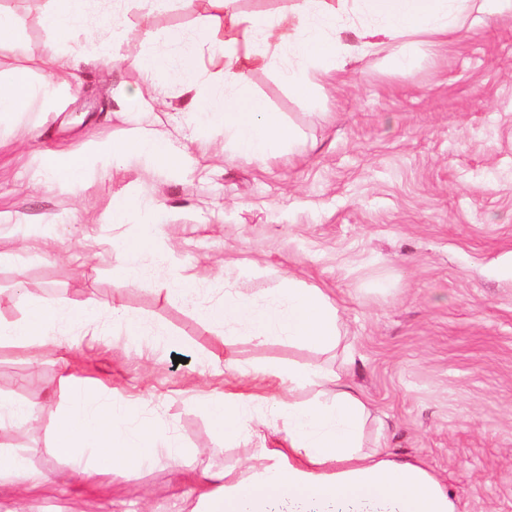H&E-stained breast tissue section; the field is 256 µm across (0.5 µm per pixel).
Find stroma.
<instances>
[{"instance_id": "1", "label": "stroma", "mask_w": 512, "mask_h": 512, "mask_svg": "<svg viewBox=\"0 0 512 512\" xmlns=\"http://www.w3.org/2000/svg\"><path fill=\"white\" fill-rule=\"evenodd\" d=\"M43 0H0L21 37L9 65L41 84L43 62L62 49L39 22ZM207 0H174L148 14L122 0V38L110 65L86 66L51 103L0 116V319L21 318L30 300L59 308L115 299L150 332L176 336L168 351L135 345L107 314L97 334L69 352L76 383L135 405L194 455L182 472L166 463L133 474L32 491L27 512L92 504L93 512H191L210 491L204 475L241 473L257 448L283 434L253 420L254 436H216L208 404L227 392H286L291 363L336 368L335 352L272 338L237 336L232 347L260 377L217 363L225 352L205 308L225 287L264 295L292 277L322 288L339 308L351 378L373 407L365 443L421 462L455 494L459 512H512V13L472 11L461 38L404 44L332 71L318 102L299 103L281 77L284 61L248 75L254 93L293 125L300 150L263 161L229 159L222 133L198 123L179 87L150 93L130 58L164 53L168 28L194 31ZM406 54L408 67L394 65ZM142 128L182 153L179 169L138 158L113 163L115 135ZM60 152L87 156L73 193L47 172ZM140 199L139 222L158 220L169 266L143 283L115 274L121 243L139 223L101 215L120 198ZM181 275L202 280L190 299ZM52 359L30 369L0 349V394L35 409L24 436L0 429L31 472L66 471L47 427L72 399Z\"/></svg>"}]
</instances>
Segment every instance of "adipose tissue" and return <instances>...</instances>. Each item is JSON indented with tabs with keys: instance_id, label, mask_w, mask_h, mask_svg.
I'll return each mask as SVG.
<instances>
[{
	"instance_id": "adipose-tissue-1",
	"label": "adipose tissue",
	"mask_w": 512,
	"mask_h": 512,
	"mask_svg": "<svg viewBox=\"0 0 512 512\" xmlns=\"http://www.w3.org/2000/svg\"><path fill=\"white\" fill-rule=\"evenodd\" d=\"M92 2L48 0L45 5L41 23L65 49L45 61L43 92L76 79L73 48L90 42L95 51L89 64L110 60V42L119 39L122 30L116 24L110 40L99 37ZM476 4L497 12L512 0H289L287 9L275 15H205L196 32L170 29L163 55L140 57L134 64L150 77L165 73L190 94L192 102L201 106L199 120L223 130L232 157L263 161L292 148L298 135L252 92L246 66H266L270 52L279 51L287 60L283 78L290 91L302 104L310 105L316 100L320 77L352 54L351 45L341 37L343 31L353 32L365 53L379 49L382 36L410 43L445 40L461 30ZM222 23L245 27L251 42L241 47L222 42L218 37ZM18 41L16 17L0 9L1 113L26 108L35 90L26 69L5 63ZM207 51L224 55L223 90L210 88L202 79L201 58ZM107 150L116 163L145 157L176 168L182 161L165 141L147 133L115 136ZM160 237L158 225L144 224L136 237L123 242L117 272L124 283L144 280L145 257L166 262ZM94 309L89 302L68 309L31 302L22 318L0 320V347L19 349L30 366H38L51 349L59 347L62 326L96 335ZM207 315L228 343L240 328L260 343L284 336L312 349L331 351L342 342L334 301L322 289L292 278L261 298L225 290L223 299L208 306ZM280 377L289 397L228 393L210 402L208 411L218 437L250 436L249 415L257 406L265 421L281 424L285 445L258 449L245 476L214 474L221 492L208 498L205 512H272L278 501L288 502L291 512H458L455 497L421 463L382 447L364 446L372 410L347 371L292 365ZM307 387L316 388L315 398L296 402L293 392ZM50 448L54 456L69 461L84 481L101 473H131L161 457L178 467L189 456L152 420L127 405L102 408L98 391L87 389L79 390L75 404L57 416L50 429Z\"/></svg>"
}]
</instances>
